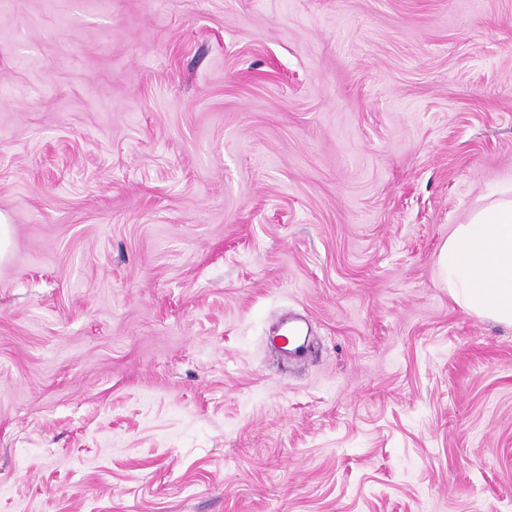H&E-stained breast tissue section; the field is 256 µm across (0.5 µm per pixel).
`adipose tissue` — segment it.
I'll use <instances>...</instances> for the list:
<instances>
[{"instance_id":"1","label":"adipose tissue","mask_w":512,"mask_h":512,"mask_svg":"<svg viewBox=\"0 0 512 512\" xmlns=\"http://www.w3.org/2000/svg\"><path fill=\"white\" fill-rule=\"evenodd\" d=\"M451 297L479 317L512 327V197L473 211L456 225L438 258Z\"/></svg>"}]
</instances>
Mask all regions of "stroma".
Wrapping results in <instances>:
<instances>
[{"instance_id": "35a3bbf8", "label": "stroma", "mask_w": 512, "mask_h": 512, "mask_svg": "<svg viewBox=\"0 0 512 512\" xmlns=\"http://www.w3.org/2000/svg\"><path fill=\"white\" fill-rule=\"evenodd\" d=\"M512 0H0V512H512ZM438 271L451 297L481 318L512 327V197L473 211L444 242Z\"/></svg>"}]
</instances>
